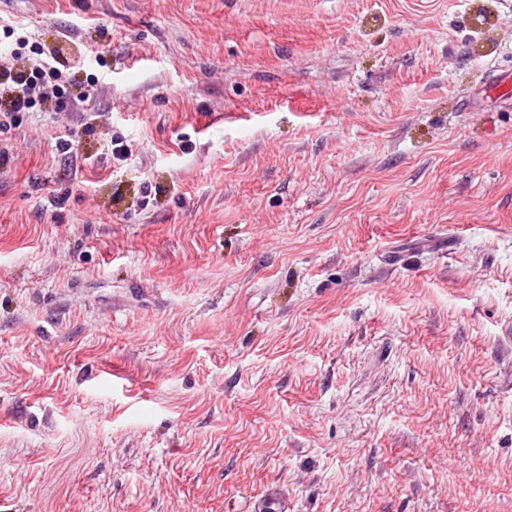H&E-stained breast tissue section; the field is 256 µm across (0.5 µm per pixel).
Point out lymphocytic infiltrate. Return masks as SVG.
<instances>
[{
	"label": "lymphocytic infiltrate",
	"mask_w": 512,
	"mask_h": 512,
	"mask_svg": "<svg viewBox=\"0 0 512 512\" xmlns=\"http://www.w3.org/2000/svg\"><path fill=\"white\" fill-rule=\"evenodd\" d=\"M63 41L59 35L49 43L22 27L0 25V132L19 127L29 112H57L65 102L78 108L95 91L98 76L78 82Z\"/></svg>",
	"instance_id": "obj_1"
}]
</instances>
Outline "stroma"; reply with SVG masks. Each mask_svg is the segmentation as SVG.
I'll use <instances>...</instances> for the list:
<instances>
[{
    "label": "stroma",
    "instance_id": "35a3bbf8",
    "mask_svg": "<svg viewBox=\"0 0 512 512\" xmlns=\"http://www.w3.org/2000/svg\"><path fill=\"white\" fill-rule=\"evenodd\" d=\"M0 20L112 70L0 133V512H512V0ZM81 125L79 132L72 130L68 138L58 139L56 142V149L63 155L65 162L75 171L78 170V162L87 160L79 151V139L83 136L94 135L96 132V127L91 122L85 121Z\"/></svg>",
    "mask_w": 512,
    "mask_h": 512
}]
</instances>
